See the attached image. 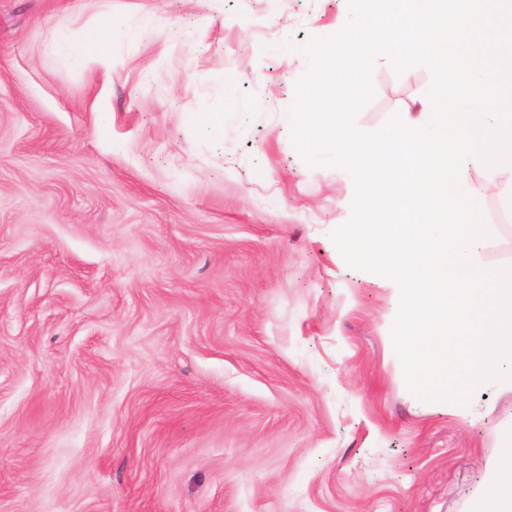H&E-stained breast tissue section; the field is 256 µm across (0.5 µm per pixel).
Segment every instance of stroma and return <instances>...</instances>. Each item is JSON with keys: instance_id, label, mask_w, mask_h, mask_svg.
I'll list each match as a JSON object with an SVG mask.
<instances>
[{"instance_id": "1", "label": "stroma", "mask_w": 512, "mask_h": 512, "mask_svg": "<svg viewBox=\"0 0 512 512\" xmlns=\"http://www.w3.org/2000/svg\"><path fill=\"white\" fill-rule=\"evenodd\" d=\"M347 18L0 0V512H478L512 389L467 417L408 392L393 290L330 238L353 182L291 143L297 48ZM108 19L110 73L53 53ZM429 84L380 60L358 127ZM500 206L488 269L512 264Z\"/></svg>"}]
</instances>
